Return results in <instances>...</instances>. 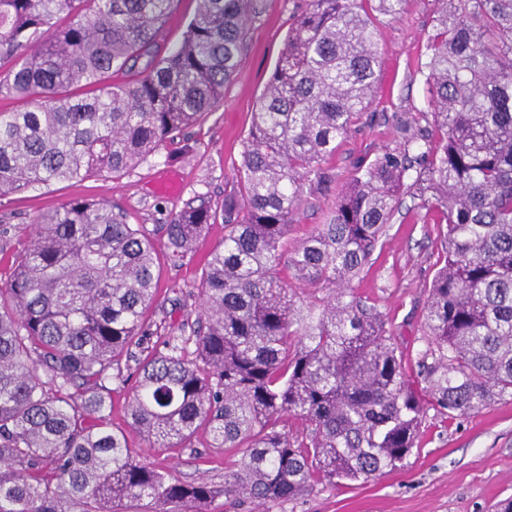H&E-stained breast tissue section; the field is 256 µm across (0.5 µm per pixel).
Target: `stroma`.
Listing matches in <instances>:
<instances>
[{
    "instance_id": "35a3bbf8",
    "label": "stroma",
    "mask_w": 512,
    "mask_h": 512,
    "mask_svg": "<svg viewBox=\"0 0 512 512\" xmlns=\"http://www.w3.org/2000/svg\"><path fill=\"white\" fill-rule=\"evenodd\" d=\"M306 0H260L239 66L224 86V102L186 134L188 148L164 145L129 174L60 182L0 198V278L12 265L17 240L42 212L71 198L112 203L128 223L143 228L158 253L157 308L148 325L181 323L196 314L197 285L209 250L224 236L212 225L197 250L179 263L167 257L165 226L172 212L202 195L220 203L237 192V169L251 114ZM437 0H408L396 19L377 17L381 67L373 102L339 140L325 166L332 180L306 195L288 233L297 243L324 223L341 188L362 163L394 146L401 123L427 109L426 75L420 70L437 15ZM444 262L434 214L401 206L386 227L374 263L354 283L375 303L403 346L417 347L428 289ZM423 433L406 465L364 484L320 486L269 512H496L512 498V398H495L478 413L444 419L427 409ZM130 447L180 482L220 486L233 458L209 448L206 434L193 447L145 448L136 434Z\"/></svg>"
}]
</instances>
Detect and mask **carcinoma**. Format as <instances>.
Masks as SVG:
<instances>
[{
  "mask_svg": "<svg viewBox=\"0 0 512 512\" xmlns=\"http://www.w3.org/2000/svg\"><path fill=\"white\" fill-rule=\"evenodd\" d=\"M177 0H0V197L122 175L224 100L257 0H197L180 43L160 37ZM427 105L357 168L325 223L284 250L305 194L376 90V12L407 0H308L243 143L239 197L170 216L168 258L224 219L200 314L148 346L156 253L112 204L71 199L25 227L0 285V512L260 509L316 486L366 483L416 447L424 405L453 419L512 397V0H438ZM143 64L132 85L113 75ZM425 125H420V122ZM441 214L444 265L417 351L424 386L377 306L352 282L404 198ZM135 362L127 426L146 448L240 458L224 486L171 480L110 423Z\"/></svg>",
  "mask_w": 512,
  "mask_h": 512,
  "instance_id": "obj_1",
  "label": "carcinoma"
}]
</instances>
